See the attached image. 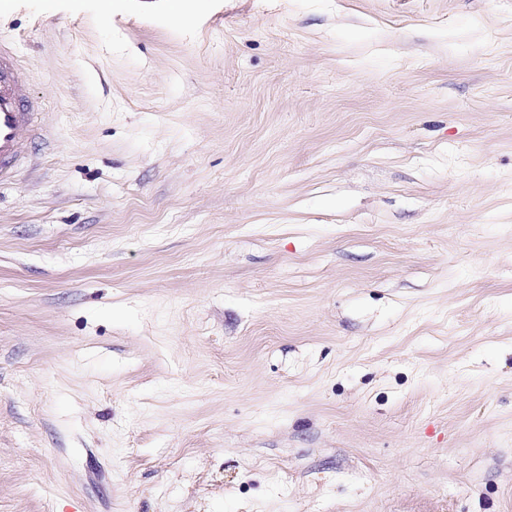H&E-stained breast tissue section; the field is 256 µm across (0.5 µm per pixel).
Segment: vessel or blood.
Masks as SVG:
<instances>
[{
	"instance_id": "1",
	"label": "vessel or blood",
	"mask_w": 512,
	"mask_h": 512,
	"mask_svg": "<svg viewBox=\"0 0 512 512\" xmlns=\"http://www.w3.org/2000/svg\"><path fill=\"white\" fill-rule=\"evenodd\" d=\"M26 75L12 52L0 47V175L20 157L36 129L24 110Z\"/></svg>"
}]
</instances>
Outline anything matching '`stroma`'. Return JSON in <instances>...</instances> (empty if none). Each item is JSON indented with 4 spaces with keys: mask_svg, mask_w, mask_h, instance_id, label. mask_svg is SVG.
<instances>
[{
    "mask_svg": "<svg viewBox=\"0 0 512 512\" xmlns=\"http://www.w3.org/2000/svg\"><path fill=\"white\" fill-rule=\"evenodd\" d=\"M11 0L0 512H512V0ZM26 75L12 52L0 44V175L20 157L36 128L25 112Z\"/></svg>",
    "mask_w": 512,
    "mask_h": 512,
    "instance_id": "35a3bbf8",
    "label": "stroma"
}]
</instances>
